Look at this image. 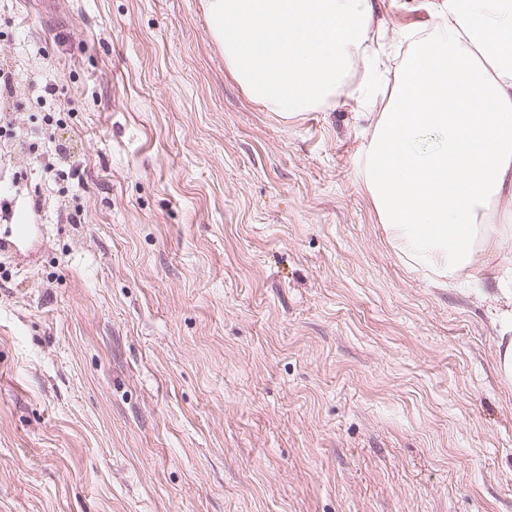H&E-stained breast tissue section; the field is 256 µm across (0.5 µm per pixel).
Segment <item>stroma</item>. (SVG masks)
Masks as SVG:
<instances>
[{
  "label": "stroma",
  "mask_w": 512,
  "mask_h": 512,
  "mask_svg": "<svg viewBox=\"0 0 512 512\" xmlns=\"http://www.w3.org/2000/svg\"><path fill=\"white\" fill-rule=\"evenodd\" d=\"M435 0H371L370 54ZM0 53L56 83L81 183L0 155L30 212L0 263V512H512L497 371L512 237L481 283L432 284L356 162L372 105L295 116L229 73L204 0H0ZM81 203L84 221H65Z\"/></svg>",
  "instance_id": "35a3bbf8"
}]
</instances>
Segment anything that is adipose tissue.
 I'll use <instances>...</instances> for the list:
<instances>
[{
	"instance_id": "1",
	"label": "adipose tissue",
	"mask_w": 512,
	"mask_h": 512,
	"mask_svg": "<svg viewBox=\"0 0 512 512\" xmlns=\"http://www.w3.org/2000/svg\"><path fill=\"white\" fill-rule=\"evenodd\" d=\"M357 172L395 249L447 285L512 230V0H443Z\"/></svg>"
}]
</instances>
